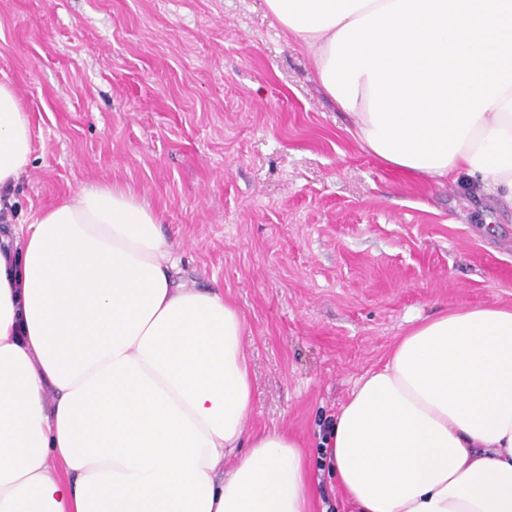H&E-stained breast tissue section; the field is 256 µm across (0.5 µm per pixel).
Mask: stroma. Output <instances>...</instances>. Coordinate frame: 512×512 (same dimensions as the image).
<instances>
[{
	"label": "stroma",
	"mask_w": 512,
	"mask_h": 512,
	"mask_svg": "<svg viewBox=\"0 0 512 512\" xmlns=\"http://www.w3.org/2000/svg\"><path fill=\"white\" fill-rule=\"evenodd\" d=\"M0 79L36 138L10 223L96 182L161 216L182 267L251 330L252 430L315 464L357 379L418 318L512 304V208L361 149L263 0H0Z\"/></svg>",
	"instance_id": "obj_1"
}]
</instances>
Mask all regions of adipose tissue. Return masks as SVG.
Segmentation results:
<instances>
[{
	"instance_id": "ef3b65f1",
	"label": "adipose tissue",
	"mask_w": 512,
	"mask_h": 512,
	"mask_svg": "<svg viewBox=\"0 0 512 512\" xmlns=\"http://www.w3.org/2000/svg\"><path fill=\"white\" fill-rule=\"evenodd\" d=\"M391 0H264L323 72L337 32ZM0 81V192L33 152ZM432 181L512 206V87ZM158 212L92 183L0 230V512H311L303 442L251 432L244 314L183 280ZM358 512H512V306L410 327L330 423Z\"/></svg>"
}]
</instances>
